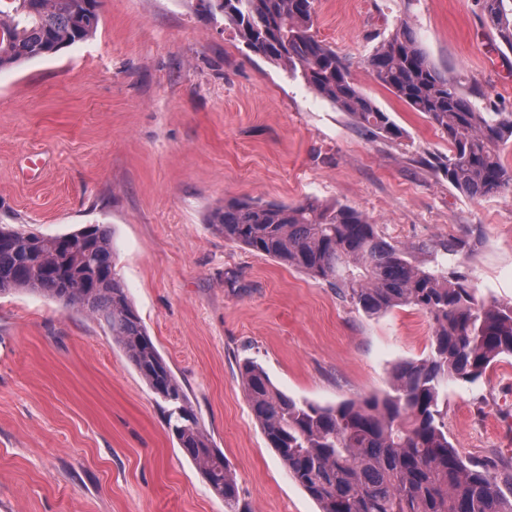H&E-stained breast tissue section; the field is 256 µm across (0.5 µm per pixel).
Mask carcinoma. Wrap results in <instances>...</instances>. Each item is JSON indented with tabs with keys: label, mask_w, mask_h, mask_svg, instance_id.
Masks as SVG:
<instances>
[{
	"label": "carcinoma",
	"mask_w": 512,
	"mask_h": 512,
	"mask_svg": "<svg viewBox=\"0 0 512 512\" xmlns=\"http://www.w3.org/2000/svg\"><path fill=\"white\" fill-rule=\"evenodd\" d=\"M256 56L300 76L371 136L401 129L364 95L353 62L313 33L315 0H200ZM512 50V0H473ZM100 0H0V70L52 56L93 35ZM376 80L448 138L435 167L472 198L512 192L502 151L512 144V110L479 107L478 93L428 60L414 29L396 26L365 60ZM224 239L341 289L369 316L402 306L433 323L426 356L392 369L381 394L322 406L279 390L262 368L240 371L269 447L319 512H512V459L467 461L448 439L443 393L472 383L512 357V305L476 295L470 275L422 269L384 241L365 214L339 202L232 200L210 218ZM46 296L104 319L129 362L166 405V424L226 512H249L237 481L202 431L187 395L156 348L115 270L106 224L47 236L0 227V295Z\"/></svg>",
	"instance_id": "1"
}]
</instances>
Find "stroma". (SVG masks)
<instances>
[{"label": "stroma", "instance_id": "35a3bbf8", "mask_svg": "<svg viewBox=\"0 0 512 512\" xmlns=\"http://www.w3.org/2000/svg\"><path fill=\"white\" fill-rule=\"evenodd\" d=\"M101 23L57 55L0 71V226L55 236L109 225L115 269L252 512H319L269 448L243 391L258 364L323 406L386 390L433 324L369 316L338 288L229 242L231 199L337 201L425 269L471 271L512 303V193L476 201L430 159L448 141L365 58L401 21L478 105L512 106V50L472 0H316L319 39L403 130L365 135L301 77L249 53L198 0H101ZM468 251L451 255L449 241ZM463 455L512 457V358L452 383ZM0 512H224L178 448L163 403L97 317L39 294L0 297Z\"/></svg>", "mask_w": 512, "mask_h": 512}]
</instances>
